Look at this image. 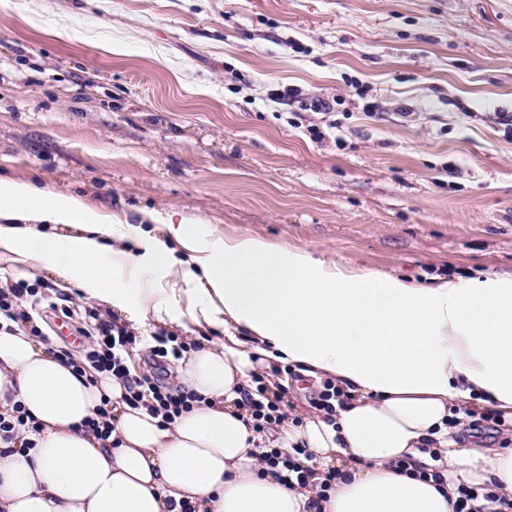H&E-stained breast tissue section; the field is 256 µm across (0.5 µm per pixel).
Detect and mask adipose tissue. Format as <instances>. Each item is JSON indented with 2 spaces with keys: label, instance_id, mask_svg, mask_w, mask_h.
I'll return each instance as SVG.
<instances>
[{
  "label": "adipose tissue",
  "instance_id": "1",
  "mask_svg": "<svg viewBox=\"0 0 512 512\" xmlns=\"http://www.w3.org/2000/svg\"><path fill=\"white\" fill-rule=\"evenodd\" d=\"M88 212L0 180V258L50 272L132 326L224 338L179 360L197 400L164 426L123 401L121 380L76 373L28 331L0 329V411L17 401L39 423L32 448H0V512H180L185 501L195 512H306L313 499L317 512H453L461 476L512 500V448L465 447L450 424L454 401L470 399L512 421V279L422 286L170 216L144 226ZM269 360L351 399L334 419L256 432L241 393ZM103 410L106 441L82 428ZM297 446L323 465L304 488L262 460Z\"/></svg>",
  "mask_w": 512,
  "mask_h": 512
}]
</instances>
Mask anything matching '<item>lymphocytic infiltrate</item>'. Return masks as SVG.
<instances>
[{
  "label": "lymphocytic infiltrate",
  "mask_w": 512,
  "mask_h": 512,
  "mask_svg": "<svg viewBox=\"0 0 512 512\" xmlns=\"http://www.w3.org/2000/svg\"><path fill=\"white\" fill-rule=\"evenodd\" d=\"M46 309L76 321L77 333L88 341L83 351L66 352L68 364L81 374L89 368L112 373L122 381L123 400L128 405L145 407L150 415L167 425L195 402V394L181 387L167 385L157 378L131 375L126 356L138 341L134 330L102 318L95 308L74 303L70 296L52 292L41 282L9 279L0 284V325L12 322L33 336L45 338L40 321ZM253 381L255 387L243 392L241 405L249 411L253 429L261 433L282 421L285 401L283 394H268L263 375H254ZM454 509L455 512H512V502L494 491L462 483L458 486Z\"/></svg>",
  "instance_id": "f902f5d3"
}]
</instances>
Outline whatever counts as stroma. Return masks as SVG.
<instances>
[{"instance_id":"1","label":"stroma","mask_w":512,"mask_h":512,"mask_svg":"<svg viewBox=\"0 0 512 512\" xmlns=\"http://www.w3.org/2000/svg\"><path fill=\"white\" fill-rule=\"evenodd\" d=\"M0 178L424 285L511 277L512 0H12Z\"/></svg>"}]
</instances>
